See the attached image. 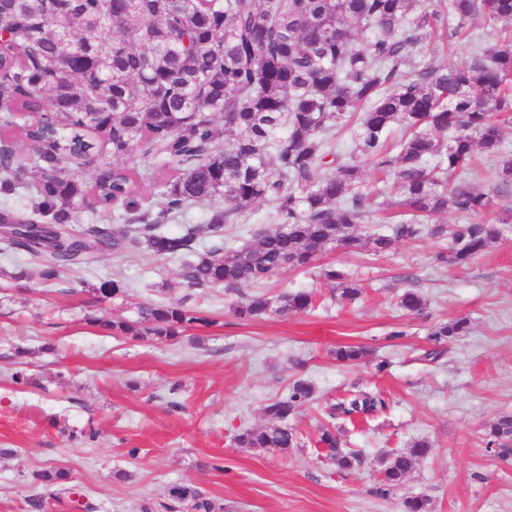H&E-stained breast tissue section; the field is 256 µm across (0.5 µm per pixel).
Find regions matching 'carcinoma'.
<instances>
[{"label":"carcinoma","instance_id":"1","mask_svg":"<svg viewBox=\"0 0 512 512\" xmlns=\"http://www.w3.org/2000/svg\"><path fill=\"white\" fill-rule=\"evenodd\" d=\"M412 11L413 0H0V194L14 193L29 169L37 177L33 217L21 219L8 243L31 255L46 280L89 262L101 246L144 244L158 256H195L182 273L191 288L241 291L285 268L312 267L327 246L358 247L357 226L371 223L376 208L395 212L384 218L389 233L366 238L375 255L400 239L444 235L449 230L431 220L445 214L494 211L512 191V154L501 152L503 130L512 125V0H438L431 11ZM480 14L504 24L502 38L476 46L470 63L418 60L427 31L452 43ZM395 125L403 134L393 140ZM15 129L34 143L33 154L22 157L4 142ZM344 130L351 137L343 150L336 136ZM478 149L498 160L487 172L493 187L482 192L471 185ZM136 153L155 167L140 173ZM362 161L378 175L371 186ZM72 165L89 168L90 183L73 179ZM146 178L167 213L222 197L206 223L215 238L262 201L273 207V226L219 259L198 254V229L169 235L145 222ZM89 196L122 210L124 230L71 231L74 210ZM505 211L509 216L481 224H453L438 259L466 267L503 237L512 223V208ZM320 276L336 284L343 303L362 294L339 269ZM314 303L310 291L286 293L275 307L251 294L235 314L250 321ZM398 306L421 315L426 302L407 289ZM138 313L135 325L100 323L136 339L173 341L204 321L182 302L143 303ZM468 330L461 317L437 326L430 340ZM365 356L358 345L335 351L344 364ZM314 399L311 384L294 382L264 407L267 424L237 434L236 446L296 447L288 417ZM387 407L377 394L346 391L325 407L316 445L341 469L360 465L359 452L340 448L334 421ZM486 445L501 454L512 448V415L487 426ZM428 451L420 440L383 459L378 491L399 485ZM68 479L59 469L35 474L40 492L29 506L41 512L71 492ZM163 508L214 512L205 493L188 484L171 486Z\"/></svg>","mask_w":512,"mask_h":512}]
</instances>
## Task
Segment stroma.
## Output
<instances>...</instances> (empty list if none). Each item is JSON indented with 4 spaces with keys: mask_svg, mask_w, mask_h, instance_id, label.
<instances>
[{
    "mask_svg": "<svg viewBox=\"0 0 512 512\" xmlns=\"http://www.w3.org/2000/svg\"><path fill=\"white\" fill-rule=\"evenodd\" d=\"M469 31L445 52L426 39L425 58L464 65L474 44L497 38L499 25L480 15ZM143 195L169 234L205 223L213 207L168 214L152 184ZM271 216L270 204H256L225 226V246L254 242ZM441 247L421 236L398 240L383 256L364 246L327 249L314 267L284 269L263 288L272 298L313 292L315 310L244 321L234 314L236 289L188 287L183 258L142 245L106 248L58 278L18 280L15 272L35 263L0 239V512H29L33 475L51 467L69 474L92 512H140L166 501L175 483L202 489L216 512H405L412 496L426 498L431 512H512V455L484 442L487 423L512 414V232L463 269L439 262ZM326 264L360 281L357 302H336L333 283L318 275ZM115 280L122 296L101 292ZM408 288L423 294L424 316L397 308ZM183 297L205 321L175 341L135 339L98 322H132L140 303ZM463 316L466 335L429 359L431 327ZM346 344L369 354L341 365L334 351ZM19 370L27 383L13 382ZM298 379L313 384L317 398L288 419L297 447H236L234 436L264 424V406ZM175 383L177 410L168 405ZM355 385L380 391L388 408L346 425L345 447L362 456L346 471L313 440L325 401ZM418 439L430 443L428 454L401 486L376 495L381 460Z\"/></svg>",
    "mask_w": 512,
    "mask_h": 512,
    "instance_id": "obj_1",
    "label": "stroma"
}]
</instances>
